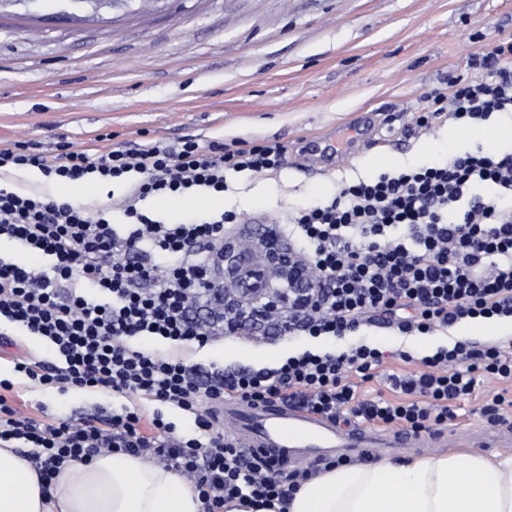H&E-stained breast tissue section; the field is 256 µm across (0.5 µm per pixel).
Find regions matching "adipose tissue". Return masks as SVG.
<instances>
[{"mask_svg":"<svg viewBox=\"0 0 512 512\" xmlns=\"http://www.w3.org/2000/svg\"><path fill=\"white\" fill-rule=\"evenodd\" d=\"M174 469L125 453L74 461L52 492L11 448H0V512H200ZM261 512H512V454L443 453L343 466L303 483L287 507Z\"/></svg>","mask_w":512,"mask_h":512,"instance_id":"ef3b65f1","label":"adipose tissue"}]
</instances>
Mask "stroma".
Here are the masks:
<instances>
[{"label":"stroma","mask_w":512,"mask_h":512,"mask_svg":"<svg viewBox=\"0 0 512 512\" xmlns=\"http://www.w3.org/2000/svg\"><path fill=\"white\" fill-rule=\"evenodd\" d=\"M478 27L512 32V0H159L147 14L13 8L0 17V144L92 151L107 134L114 147L185 137L285 145L281 170L227 176L221 209L257 231L279 212L333 198L343 182L472 148L451 122L411 137L404 127L425 92L466 72ZM353 125L367 128L370 145L352 158L305 155ZM285 351L229 340L209 356L271 364ZM13 354L0 349V378L15 379L24 415L111 407L108 395L15 378ZM504 390L512 382L484 381L456 427H484L481 405Z\"/></svg>","instance_id":"obj_1"}]
</instances>
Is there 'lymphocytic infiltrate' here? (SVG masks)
Here are the masks:
<instances>
[{
    "instance_id": "lymphocytic-infiltrate-1",
    "label": "lymphocytic infiltrate",
    "mask_w": 512,
    "mask_h": 512,
    "mask_svg": "<svg viewBox=\"0 0 512 512\" xmlns=\"http://www.w3.org/2000/svg\"><path fill=\"white\" fill-rule=\"evenodd\" d=\"M469 76L424 96L413 126H475L512 115V35L479 47ZM286 162L279 144L186 139L108 148L93 154L59 143L54 154L22 142L0 146V174L38 168L48 179L90 175L126 184L112 203L75 206L46 193L0 186V240L23 257L0 256V345L34 336L53 360L22 353L14 370L60 391L116 397L112 408L37 419L8 399L0 380V447L26 449L45 482L63 465L102 453L148 457L192 484L202 512L226 504L286 503L309 480L306 469L281 475L270 462L225 439L215 410L225 401H281L347 427L368 423L423 434L446 427L481 379L512 380V337L478 344L455 340L413 359L358 338L363 329L401 336L446 332L479 317L512 319V153L480 142L443 163L342 185L327 203L287 212L263 225L288 262V305L260 304L262 279L225 289L224 253L244 232L231 210L202 222L168 223L147 199L200 190L221 194L226 174H271ZM121 214L122 223L112 221ZM236 338L268 346L307 339L272 366L201 360L202 351ZM343 340L322 349L317 340ZM151 347H141V340ZM417 362L393 374L387 391L362 394L388 359ZM153 404L145 416L141 402ZM190 417L178 432L166 410Z\"/></svg>"
}]
</instances>
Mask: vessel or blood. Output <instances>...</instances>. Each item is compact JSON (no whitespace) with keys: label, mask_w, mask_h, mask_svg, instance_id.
Returning <instances> with one entry per match:
<instances>
[{"label":"vessel or blood","mask_w":512,"mask_h":512,"mask_svg":"<svg viewBox=\"0 0 512 512\" xmlns=\"http://www.w3.org/2000/svg\"><path fill=\"white\" fill-rule=\"evenodd\" d=\"M217 416L226 437L284 466L308 465L336 455L440 448L456 435L450 428L424 436L365 425L345 428L328 418L277 401L260 405L228 401ZM472 438L487 448L512 446V430L508 428L479 430L473 432Z\"/></svg>","instance_id":"1"}]
</instances>
